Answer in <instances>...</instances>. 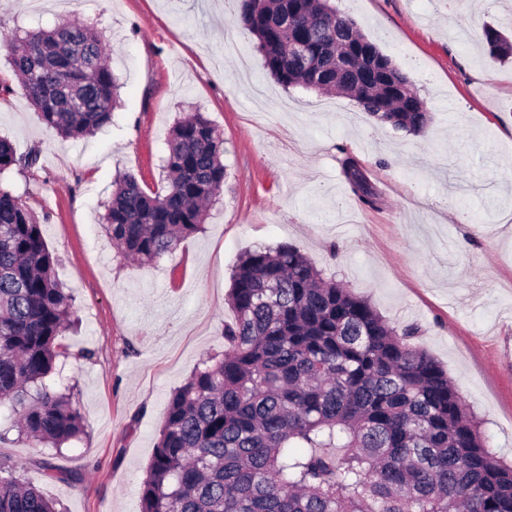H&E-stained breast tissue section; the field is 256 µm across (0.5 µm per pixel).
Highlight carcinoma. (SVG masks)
I'll list each match as a JSON object with an SVG mask.
<instances>
[{
  "label": "carcinoma",
  "instance_id": "obj_1",
  "mask_svg": "<svg viewBox=\"0 0 512 512\" xmlns=\"http://www.w3.org/2000/svg\"><path fill=\"white\" fill-rule=\"evenodd\" d=\"M239 19L284 88L353 98L376 121L413 134L431 116L404 73L332 0H238ZM488 57L512 54L495 28ZM14 73L45 127L86 137L112 123L119 82L105 39L61 20L3 36ZM224 142L201 112L172 126L166 186L115 183L101 224L112 247L141 264L200 231L224 186ZM39 155L0 139V175ZM354 191L358 164L343 162ZM32 210L0 186V406L28 440L83 434L80 412L45 379L61 354L71 296L54 273ZM224 354L197 368L168 401L140 487V512H512V465L488 450L448 373L410 344L418 328L390 325L365 299L281 244L239 259ZM21 484L0 467V512H57L36 486L67 481L48 460Z\"/></svg>",
  "mask_w": 512,
  "mask_h": 512
}]
</instances>
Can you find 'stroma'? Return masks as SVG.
<instances>
[{
    "instance_id": "obj_1",
    "label": "stroma",
    "mask_w": 512,
    "mask_h": 512,
    "mask_svg": "<svg viewBox=\"0 0 512 512\" xmlns=\"http://www.w3.org/2000/svg\"><path fill=\"white\" fill-rule=\"evenodd\" d=\"M377 40L432 114L421 134L378 123L351 98L284 89L236 20V0H0V36L64 18L102 31L121 106L97 134L64 139L28 103L0 49V136L35 168L0 185L38 218L72 324L50 384L84 420L44 448L10 431L17 478L47 459L79 482L41 490L61 512H139L172 392L224 351L242 253L289 244L368 299L455 382L490 451L512 461V62L488 61L483 28L512 33V0H334ZM224 140V187L200 232L155 264L123 259L100 220L115 178L160 188L180 113ZM355 159L371 190L352 192Z\"/></svg>"
}]
</instances>
